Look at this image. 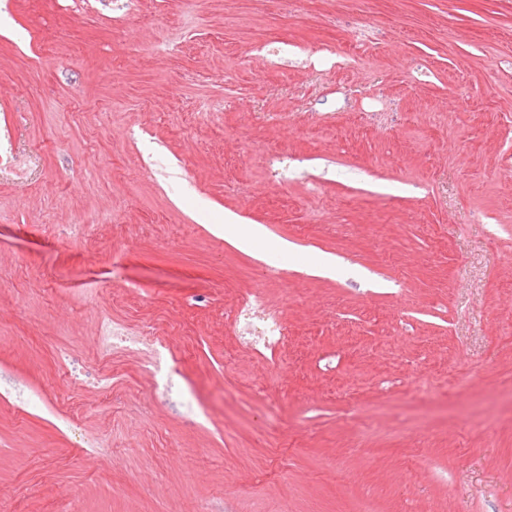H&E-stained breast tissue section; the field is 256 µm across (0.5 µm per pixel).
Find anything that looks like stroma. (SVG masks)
I'll list each match as a JSON object with an SVG mask.
<instances>
[{
	"mask_svg": "<svg viewBox=\"0 0 512 512\" xmlns=\"http://www.w3.org/2000/svg\"><path fill=\"white\" fill-rule=\"evenodd\" d=\"M107 312L172 392L119 358L99 399ZM200 499L512 512V0H0V501ZM231 328L242 345L260 355H273L288 339L286 328L268 311L261 288H254L244 306L236 310ZM96 347L102 357L122 353L138 359L144 372L154 378L168 374L173 367L168 336L160 327L148 326L139 330L105 318L100 324Z\"/></svg>",
	"mask_w": 512,
	"mask_h": 512,
	"instance_id": "stroma-1",
	"label": "stroma"
}]
</instances>
